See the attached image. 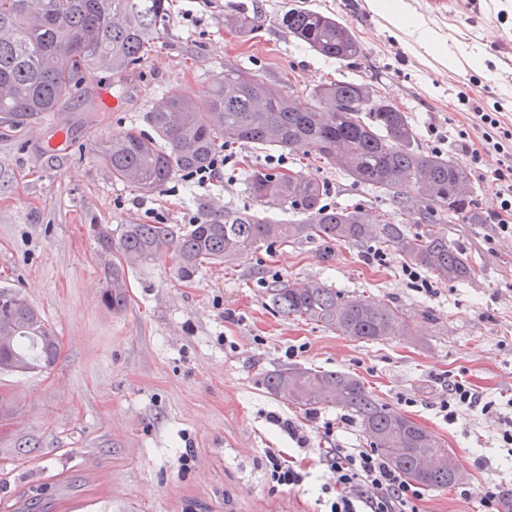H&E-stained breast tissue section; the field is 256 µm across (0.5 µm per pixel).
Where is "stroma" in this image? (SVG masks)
I'll use <instances>...</instances> for the list:
<instances>
[{"instance_id":"stroma-1","label":"stroma","mask_w":512,"mask_h":512,"mask_svg":"<svg viewBox=\"0 0 512 512\" xmlns=\"http://www.w3.org/2000/svg\"><path fill=\"white\" fill-rule=\"evenodd\" d=\"M369 0H172L168 34L147 60L119 81L87 74L84 93L66 112L24 127L0 123V286L19 291L53 327L55 365L26 375L0 373V512H323L332 475L328 448L370 444L344 409H301L269 394L266 373L300 365L359 376L398 413L432 432L465 476L457 488L424 491L421 512H480L486 488L512 487L501 448L500 414L512 412V236L492 223L449 224L448 239L475 266L464 284L412 288L404 260L371 261L378 242L326 244L304 239L262 247L180 281L164 257L129 271V302L118 314L101 303L102 259L89 231L107 224L188 223L198 201L220 210L266 211L288 223L293 213L249 194L246 164L289 169L327 187L324 204L359 207L371 217L390 201L333 165L288 152L233 147V161L206 187L175 178L151 192L113 180L90 152L111 133L149 132L146 121L168 89L204 99L228 65L300 94L336 80L371 84L407 112L424 149H442L472 174L482 212L497 206L479 147L467 92L512 128V0L431 5L405 0L409 14L450 47L483 51L485 68H449L424 53L406 31L373 12ZM331 13L353 29L361 52L343 64L317 56L279 19L289 4ZM258 16L234 33L232 10ZM123 108L103 105L102 88ZM321 282L402 310L415 337L362 343L322 326L281 317L268 290L282 282ZM465 380L493 413L440 410L444 380ZM292 421L309 440L298 446L280 426ZM281 450L306 472L297 488L271 490L265 451ZM192 452L189 470L180 457Z\"/></svg>"}]
</instances>
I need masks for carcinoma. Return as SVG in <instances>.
Instances as JSON below:
<instances>
[{"label":"carcinoma","mask_w":512,"mask_h":512,"mask_svg":"<svg viewBox=\"0 0 512 512\" xmlns=\"http://www.w3.org/2000/svg\"><path fill=\"white\" fill-rule=\"evenodd\" d=\"M169 17L170 0H0V121L23 126L72 104L92 70L117 79L128 75L164 38ZM280 24L327 59L349 62L361 52L350 26L336 15L294 4ZM312 99L313 104L291 87H273L229 66L224 83L200 102L174 88L162 95L147 116L154 135L115 132L95 144L93 154L113 179L148 192L208 165L223 146L276 147L339 166L355 182L390 199L395 210L417 213L425 229L412 234L390 213L371 224L358 208L324 206V188L316 181L288 169L254 168L248 175L250 193L292 210L298 221L279 224L259 213L223 212L201 202L197 224H126L117 237L104 224L90 225L104 258L106 308L114 313L126 308L132 264L171 255L179 279L190 282L209 265L302 239L374 240L442 284L471 279V260L448 243L443 228L460 217L481 222L470 174L450 156L420 148L407 113L369 84H320ZM160 140L165 147L157 145ZM404 183L414 185V196L400 195ZM270 301L285 318L358 341L410 334L397 307L318 282L277 284ZM59 352L58 337L33 305L0 287V373L48 369ZM263 383L271 394L300 408H344L373 446L416 485L444 490L462 480L431 432L390 409L351 374L295 365L266 374Z\"/></svg>","instance_id":"obj_1"}]
</instances>
